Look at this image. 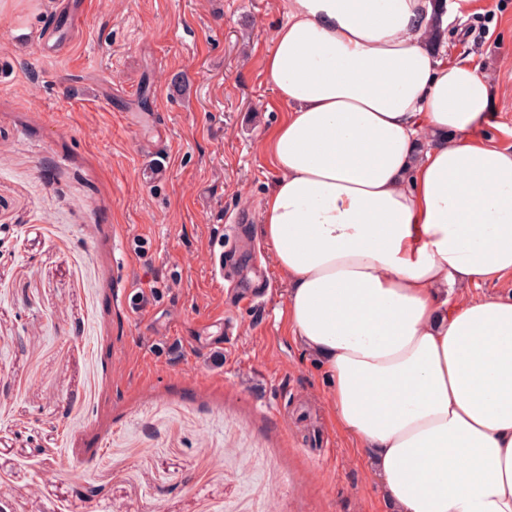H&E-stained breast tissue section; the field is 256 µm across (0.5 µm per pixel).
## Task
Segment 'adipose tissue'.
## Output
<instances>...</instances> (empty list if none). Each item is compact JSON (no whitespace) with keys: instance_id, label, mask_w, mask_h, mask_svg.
Instances as JSON below:
<instances>
[{"instance_id":"obj_1","label":"adipose tissue","mask_w":512,"mask_h":512,"mask_svg":"<svg viewBox=\"0 0 512 512\" xmlns=\"http://www.w3.org/2000/svg\"><path fill=\"white\" fill-rule=\"evenodd\" d=\"M471 6L284 0L264 59L257 235L390 512H512V296L469 292L512 275V150L477 138L481 65L424 45Z\"/></svg>"}]
</instances>
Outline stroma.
<instances>
[{
	"label": "stroma",
	"instance_id": "obj_1",
	"mask_svg": "<svg viewBox=\"0 0 512 512\" xmlns=\"http://www.w3.org/2000/svg\"><path fill=\"white\" fill-rule=\"evenodd\" d=\"M85 13L57 54L55 0H0V512H385L256 234L280 0ZM436 50L482 64L478 138L511 148L512 0ZM148 162L166 182H142Z\"/></svg>",
	"mask_w": 512,
	"mask_h": 512
}]
</instances>
